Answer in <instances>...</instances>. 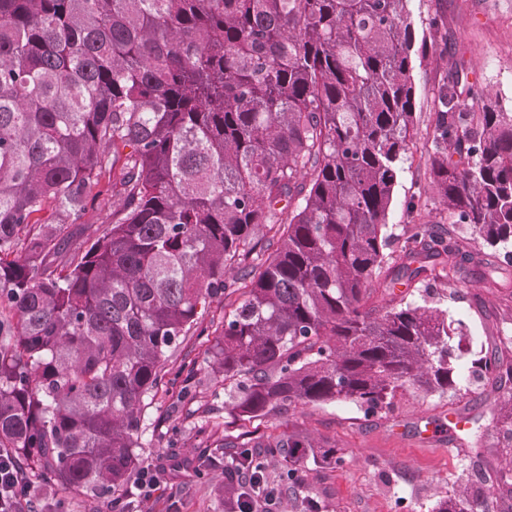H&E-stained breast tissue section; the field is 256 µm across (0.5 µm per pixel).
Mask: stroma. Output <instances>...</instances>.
<instances>
[{
	"instance_id": "35a3bbf8",
	"label": "stroma",
	"mask_w": 512,
	"mask_h": 512,
	"mask_svg": "<svg viewBox=\"0 0 512 512\" xmlns=\"http://www.w3.org/2000/svg\"><path fill=\"white\" fill-rule=\"evenodd\" d=\"M407 11L417 36L434 50L413 71L415 130L388 215L395 252L412 225H448V212L430 186L428 156L435 137V101L449 70L467 74L500 110L512 112V0H408ZM434 19L440 22L435 29L430 26ZM405 298L427 301L464 323L469 352L457 361L460 373H467L472 355L483 350L512 360V289L488 288L476 278L453 283L432 276L406 291ZM184 349L195 361L193 372L181 370V357L172 358L167 368L175 372V383L160 390L145 411L141 453L147 467H158L169 448L195 459L202 449L239 432L238 422L224 409V387L209 366L206 345L192 336ZM501 395L491 381L465 380L452 397L398 393L391 412L369 417L352 403L284 410L265 419L258 431L309 434L342 450L341 468L304 475L306 489L319 496L326 512H430L479 467L501 456L494 428ZM452 412L466 416V430L443 432L434 440L421 436L420 427H443ZM205 418L219 424L208 438L196 433ZM224 481L220 466L203 479L187 469L167 473L141 510L167 512L174 501L179 512H226Z\"/></svg>"
}]
</instances>
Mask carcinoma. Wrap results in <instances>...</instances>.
Wrapping results in <instances>:
<instances>
[{"instance_id": "carcinoma-1", "label": "carcinoma", "mask_w": 512, "mask_h": 512, "mask_svg": "<svg viewBox=\"0 0 512 512\" xmlns=\"http://www.w3.org/2000/svg\"><path fill=\"white\" fill-rule=\"evenodd\" d=\"M406 3L0 0V448L31 483L126 503L143 411L195 332L244 424L461 390L463 322L395 289L512 278V112L448 76L429 165L450 229L413 225L388 263L412 71L428 55ZM91 210L110 225L68 252L67 225ZM458 224L483 248L465 249ZM216 301L224 320L198 329ZM471 363L512 383V364ZM496 430L512 455L511 392ZM229 447L224 470L253 475L224 484L232 512L258 495L277 512L269 457L288 463L291 494L300 472L345 462L308 436L244 430ZM490 483L512 512V479L489 469L431 512H488Z\"/></svg>"}]
</instances>
